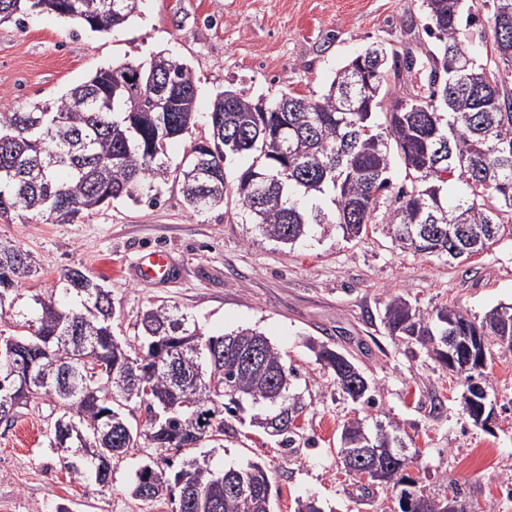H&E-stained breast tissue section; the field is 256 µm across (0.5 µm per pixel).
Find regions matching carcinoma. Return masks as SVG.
I'll return each mask as SVG.
<instances>
[{
    "mask_svg": "<svg viewBox=\"0 0 512 512\" xmlns=\"http://www.w3.org/2000/svg\"><path fill=\"white\" fill-rule=\"evenodd\" d=\"M426 33L435 39L436 57L446 77L427 96L405 103L390 84L388 50L371 44L340 68L318 98L284 93L266 103L227 87L206 113L209 135L191 145L174 165L169 145L198 123V89L190 69L162 52L149 66L123 64L97 70L53 105L27 112L0 113V218L42 216L71 224L116 200H157L159 185L181 186L192 215L224 207L235 196L245 223L271 241L293 246L315 229L342 232L354 241L368 226H389L392 239L416 254L458 260L483 251L506 232L512 233V86L488 83L486 74L512 68V28L498 30L497 17L512 19V0H493V63L480 62L460 40L461 27L475 25L468 0H423ZM72 19L92 32L127 24L135 12L125 0H0V23L23 24L33 13ZM168 85L170 111H133V97L154 96L155 83ZM258 155L233 181L226 161ZM208 159V170L186 178L194 155ZM404 166L406 184L396 188L389 172ZM37 272L34 253L0 239V306ZM63 292L72 304L32 297L18 312L19 333L0 332V423L15 421L19 408L45 399L68 402L81 430L69 426L62 437L50 434V446L70 451L64 467L91 476L100 487L112 483V458L126 453L144 436L160 451L184 448V442L214 440L256 410H270L265 429L293 444L294 430L283 418L301 409L298 397L276 380L294 374L282 354L262 333L240 329L207 336L195 319L175 307L157 306L139 320L135 342L115 336L112 289L84 272L64 275ZM512 304L496 307L477 321L456 307L423 311L400 294L385 306L382 321L389 335L415 341L433 359L448 365V337H496ZM16 351L8 352L9 340ZM265 346L262 362L246 371L226 348ZM85 347L97 354L103 369L71 361ZM317 358L336 388L355 403L373 404L370 383L346 354L325 343L314 345ZM213 369L224 377L218 394L196 380ZM31 372L49 385L24 391L22 375ZM483 371L464 375L469 394L483 400ZM192 391L195 408L180 402ZM115 395L112 424L101 418L104 400ZM161 416L164 427L139 431L127 417L129 406ZM397 428L375 424L373 436L386 435L390 452L364 459L345 444L366 434L359 420L343 425L337 454L351 455L353 470L373 465L359 499L370 500L379 482L402 486L400 512H448V501L414 488L405 474L412 458ZM89 441L101 437L107 450L95 456L80 452L78 433ZM156 470L144 462L134 471L130 494L155 501V482L177 496V512H273V484L257 462L244 467L213 468L204 458L183 457Z\"/></svg>",
    "mask_w": 512,
    "mask_h": 512,
    "instance_id": "cac0c4a2",
    "label": "carcinoma"
}]
</instances>
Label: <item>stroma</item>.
Returning <instances> with one entry per match:
<instances>
[{"label": "stroma", "mask_w": 512, "mask_h": 512, "mask_svg": "<svg viewBox=\"0 0 512 512\" xmlns=\"http://www.w3.org/2000/svg\"><path fill=\"white\" fill-rule=\"evenodd\" d=\"M422 0H141L121 30L94 33L68 19L34 13L23 24H0V112H25L56 102L97 69L146 64L163 51L187 64L198 87V110L232 86L273 99L285 92L320 96L336 71L372 43L416 65L404 93L428 95L430 51ZM0 239L34 252L38 274L24 283L23 301L57 294L67 270L104 280L116 307L113 331L134 341L147 308L165 304L192 316L209 335L241 328L263 333L296 369L293 393L303 399L292 447L251 420L235 424L223 443L204 441L195 452L213 467L258 462L272 471L274 512H297L317 500L323 512H396V489L378 486L370 504L357 505L361 481L346 472L336 448L343 424L397 425L425 494L449 490L477 512H512V351L492 346L484 369L487 426L464 411L458 376L417 344H401L382 322L392 295L424 310L448 305L482 318L512 304V236L461 262L404 251L387 225H370L360 239L313 235L294 246L264 239L243 223L236 203L190 215L176 184L162 185L156 204L114 202L73 224L0 220ZM159 248L172 277L139 279V259ZM348 353L371 381L374 407L352 403L317 361L310 342ZM58 417L44 400L0 424V512H175L170 498L144 502L128 492L145 460L162 462L142 439L112 462V487L102 490L64 468L51 447Z\"/></svg>", "instance_id": "1"}]
</instances>
